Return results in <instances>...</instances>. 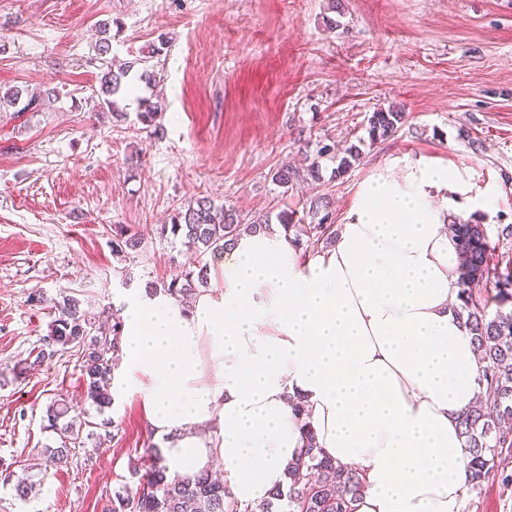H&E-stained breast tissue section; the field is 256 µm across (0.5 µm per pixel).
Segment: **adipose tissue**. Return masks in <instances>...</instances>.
Wrapping results in <instances>:
<instances>
[{
    "label": "adipose tissue",
    "instance_id": "obj_1",
    "mask_svg": "<svg viewBox=\"0 0 512 512\" xmlns=\"http://www.w3.org/2000/svg\"><path fill=\"white\" fill-rule=\"evenodd\" d=\"M468 192L443 160L396 159L358 185L327 248L248 231L225 251L220 287L193 303L135 290L112 387L141 398L170 475L219 469L256 506L284 485L308 425L359 469L358 512H462L459 416L480 368L453 312L448 223L459 198L490 213L500 197Z\"/></svg>",
    "mask_w": 512,
    "mask_h": 512
}]
</instances>
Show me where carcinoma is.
Returning a JSON list of instances; mask_svg holds the SVG:
<instances>
[{"mask_svg": "<svg viewBox=\"0 0 512 512\" xmlns=\"http://www.w3.org/2000/svg\"><path fill=\"white\" fill-rule=\"evenodd\" d=\"M135 63L111 60L99 83L97 105L117 119L127 118L121 103L136 90L135 79L151 85L152 76L143 69L132 74ZM137 119L160 130L159 106L145 97L137 98ZM405 112L397 106L380 108L368 119L369 142L384 141L402 127ZM352 145L341 157L336 174L348 172L360 155V145ZM309 211L321 215L315 224H294L292 214L283 211L278 220L292 245L309 254L328 247L336 236L335 216L328 201L320 197ZM244 223L239 214L208 197L188 201L172 217L170 232L182 237L188 249L199 253L221 254L240 234ZM450 229L460 243V303L455 313L472 335L480 364L481 401L460 418L465 438L469 486L480 488L496 469L512 464V224L491 237L483 224H452ZM138 238L120 232L112 241V252L134 250ZM209 287L208 267L200 264L173 278L163 291L184 300ZM58 316L39 351L23 363L20 371L34 370L58 352L78 349L79 367L86 400L104 411L111 406V381L120 360L122 322L113 321L110 332L93 334L95 327L85 319L79 301L63 295L53 302ZM72 406L60 398L48 404L47 427L59 437V445L48 448L49 461L66 465L84 447L82 432L68 417ZM303 455L286 468V483L271 494L265 512H357L365 492L361 474L327 457L317 447L315 434L305 431ZM133 484L113 492L107 512H249L240 510L226 487L207 474L194 478L172 477L158 448L146 449L143 466L132 471Z\"/></svg>", "mask_w": 512, "mask_h": 512, "instance_id": "1", "label": "carcinoma"}]
</instances>
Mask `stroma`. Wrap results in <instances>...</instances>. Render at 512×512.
I'll return each mask as SVG.
<instances>
[{"label": "stroma", "instance_id": "obj_1", "mask_svg": "<svg viewBox=\"0 0 512 512\" xmlns=\"http://www.w3.org/2000/svg\"><path fill=\"white\" fill-rule=\"evenodd\" d=\"M111 56L147 59L155 87L138 93L161 107L162 133L96 107ZM25 88L57 98L36 112L0 108V512H102L154 445L139 397L102 413L85 400L73 352L27 375L17 364L55 318L31 292L74 296L102 319L129 291L188 269L194 253L162 228L189 200L308 224V199L344 216L374 167L421 155L457 166L471 195L502 189L493 214L472 222L512 224V0H342L337 11L329 0H0V95ZM392 104L403 126L334 176L318 142L345 152ZM285 166L298 176L289 191L272 180ZM119 226L141 241L124 258L112 252ZM58 398L86 436L85 455L60 468L43 454L57 444L43 416ZM9 471L36 481L29 500ZM463 512H512V481L467 491Z\"/></svg>", "mask_w": 512, "mask_h": 512}]
</instances>
